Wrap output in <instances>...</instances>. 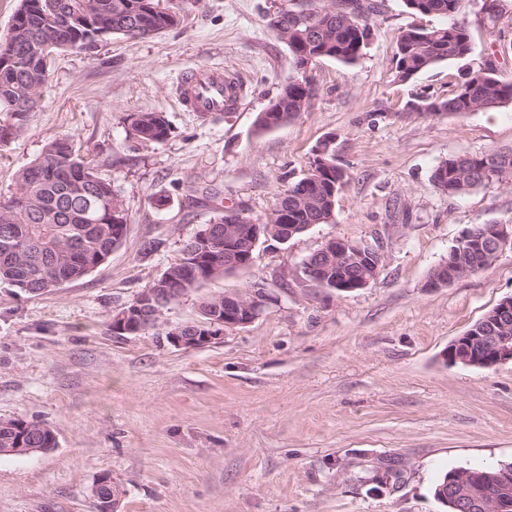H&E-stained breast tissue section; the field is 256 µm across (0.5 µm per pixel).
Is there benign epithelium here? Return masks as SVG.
<instances>
[{"instance_id": "7a95c632", "label": "benign epithelium", "mask_w": 512, "mask_h": 512, "mask_svg": "<svg viewBox=\"0 0 512 512\" xmlns=\"http://www.w3.org/2000/svg\"><path fill=\"white\" fill-rule=\"evenodd\" d=\"M274 233L271 226L251 224L245 231L236 224L224 225V241L227 248L233 247L242 252V258L253 262V254L263 238ZM485 236L496 242V254L506 248L512 249V225L488 224ZM382 262L377 250L363 252L349 240L330 238L314 256L303 262L302 273L305 279L319 287H326V281L315 275L317 270H326L332 265L343 263L353 269L366 266L372 269L364 277H353L351 289L367 287L375 280ZM170 294V289L157 286L146 288L137 295L132 305H126L112 315L114 333H125L138 319H147V324H157L163 314L162 295ZM270 302V296L264 289L257 287L244 294L224 296V321L218 327L204 328L198 324L182 325L172 331L169 342L185 349H198L220 342L224 331L244 327L253 322ZM494 320L486 325H476L454 339L445 352L446 359L452 364L461 363L481 368L504 362H512V297L500 301L493 312ZM120 495V488L106 478L100 479L94 487V496L101 503L103 512H114ZM445 498L453 501L458 512H477L481 500L475 495L472 486L471 471L459 472L454 483L448 486Z\"/></svg>"}]
</instances>
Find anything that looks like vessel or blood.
Returning a JSON list of instances; mask_svg holds the SVG:
<instances>
[{
  "label": "vessel or blood",
  "instance_id": "b4317fda",
  "mask_svg": "<svg viewBox=\"0 0 512 512\" xmlns=\"http://www.w3.org/2000/svg\"><path fill=\"white\" fill-rule=\"evenodd\" d=\"M182 111L196 113L202 120L216 114L238 111L243 94L241 86L222 68L199 66L182 73L175 85Z\"/></svg>",
  "mask_w": 512,
  "mask_h": 512
}]
</instances>
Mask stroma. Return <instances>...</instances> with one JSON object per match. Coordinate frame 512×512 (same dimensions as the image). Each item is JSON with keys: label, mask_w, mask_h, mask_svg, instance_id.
<instances>
[{"label": "stroma", "mask_w": 512, "mask_h": 512, "mask_svg": "<svg viewBox=\"0 0 512 512\" xmlns=\"http://www.w3.org/2000/svg\"><path fill=\"white\" fill-rule=\"evenodd\" d=\"M286 1L325 4L178 0L174 29L114 35L91 56L62 53L35 111L0 144V191L69 135L128 213L122 245L83 279L37 296L0 284V421L45 426L56 440L0 456V512H98L92 489L105 474L121 488L116 512H448L434 495L444 473L512 463V362L442 359L512 296V249L477 274L428 285L466 228L512 224V183L450 195L432 180L448 156L512 148V105L463 116L411 108L423 95L446 98L471 70L512 81V0H467L469 53L404 82L394 74L400 32L444 19L373 0L363 56L319 60L309 108L259 133L258 112L296 74L264 19ZM201 65L238 77L243 111L206 122L181 111L176 79ZM134 112L165 113L169 137H127ZM325 140L351 177L331 223L259 245L250 268L190 291L156 328L112 333L113 313L217 208L263 221ZM331 237L380 250L368 287L340 293L305 280L304 260ZM257 285L271 301L250 325L206 348L168 341L172 327L198 320L200 298ZM389 462L398 478L375 488Z\"/></svg>", "instance_id": "stroma-1"}]
</instances>
